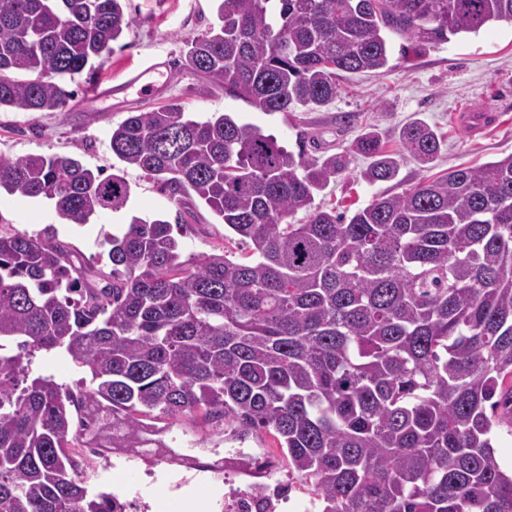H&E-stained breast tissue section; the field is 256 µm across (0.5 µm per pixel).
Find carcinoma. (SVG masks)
<instances>
[{
    "label": "carcinoma",
    "instance_id": "obj_1",
    "mask_svg": "<svg viewBox=\"0 0 512 512\" xmlns=\"http://www.w3.org/2000/svg\"><path fill=\"white\" fill-rule=\"evenodd\" d=\"M123 2L0 0V111H65L66 79L102 67L128 27ZM217 19L187 42V66L288 112L330 102L340 72L386 68V32L418 54L512 24V0H219ZM400 139L422 167L441 152L418 119ZM109 146L171 198L201 200L252 254L185 258L169 221L134 217L105 238L112 281L95 288L54 231L0 234V512H113L71 451L84 435L72 407L105 412L114 448L143 447L155 413L271 433L321 512H512L492 445L512 422V154L347 218L315 194L354 154L370 160L365 182L398 177L374 130L309 159L171 103L130 113ZM2 190L52 201L69 224L131 196L123 173L59 154L1 155ZM41 350L90 374L79 394L30 377L25 353Z\"/></svg>",
    "mask_w": 512,
    "mask_h": 512
}]
</instances>
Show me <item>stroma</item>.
I'll list each match as a JSON object with an SVG mask.
<instances>
[{
	"label": "stroma",
	"instance_id": "1",
	"mask_svg": "<svg viewBox=\"0 0 512 512\" xmlns=\"http://www.w3.org/2000/svg\"><path fill=\"white\" fill-rule=\"evenodd\" d=\"M130 22L103 69L94 78L118 83L152 58L169 60L172 71L167 86L156 97L136 99L116 96L104 100L85 94L92 76L81 73L71 82L75 95L63 112H0V155L32 153L77 156L91 169L112 173L118 160L109 147V136L129 113L159 108L177 101L188 117L201 120L223 112L240 122L275 136L289 151L317 157L343 151L362 132L376 130L387 151L402 150L399 131L409 119L419 118L441 134L444 146L432 168H420L404 159L399 183L370 184L360 170L366 161L353 157L346 173L319 192L317 204L352 213L376 196L393 192L396 185L409 188L423 178H433L454 167H477L512 154V25L497 23L478 33L460 34L422 54L402 57L401 35L389 36L391 53L379 75L340 74L338 92L327 106L311 112H262L222 91L204 89V81L183 65L186 40L217 20L216 0H126ZM487 106L493 116L477 134H470L457 120L461 111ZM124 175L132 193L126 208L93 216L83 225L60 219L48 201L0 196V232L35 233L54 227L58 240L68 245L76 266L88 269V279L102 286L112 265L103 244L105 235L119 233L132 216L159 215L175 222L179 204L163 193L141 170L128 168ZM196 218L179 225L176 237L184 256L202 257L227 249L242 256L248 246L225 241V229L204 204H197ZM159 436L178 454L223 458L228 448H257L280 457L275 438L267 433L236 434L220 421L200 417L178 420L154 417ZM85 472L88 484L99 491L122 496L139 495L155 512H175L178 495L170 487L190 476L199 512H218L216 500L224 492L223 472H186L173 462L151 456L127 459L110 450L90 456Z\"/></svg>",
	"mask_w": 512,
	"mask_h": 512
}]
</instances>
